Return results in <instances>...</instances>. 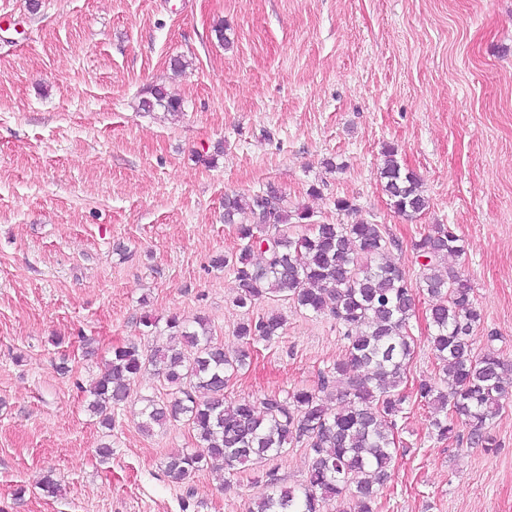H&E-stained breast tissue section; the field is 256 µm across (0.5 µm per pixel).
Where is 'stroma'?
Here are the masks:
<instances>
[{
  "instance_id": "stroma-1",
  "label": "stroma",
  "mask_w": 512,
  "mask_h": 512,
  "mask_svg": "<svg viewBox=\"0 0 512 512\" xmlns=\"http://www.w3.org/2000/svg\"><path fill=\"white\" fill-rule=\"evenodd\" d=\"M155 84L181 112L140 110ZM388 144L423 181L417 221L377 179ZM270 187L312 222L383 225L413 276L415 240L451 225L482 311L474 348L512 365V0H0V512H182L186 496L248 512L266 472L305 483L300 445L227 486L207 467L171 482L166 457L196 441L182 421L142 430L144 399L169 393L153 371L112 428L87 409L113 346L167 345L173 315L208 318L234 351L238 323L284 314L229 401L316 386L343 359L334 319L241 309L233 271L212 265L240 244L225 196ZM428 308L411 321L410 389L439 373ZM405 408L377 512H512V398L493 453L437 441L428 407Z\"/></svg>"
}]
</instances>
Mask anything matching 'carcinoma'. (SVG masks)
<instances>
[{
  "instance_id": "obj_1",
  "label": "carcinoma",
  "mask_w": 512,
  "mask_h": 512,
  "mask_svg": "<svg viewBox=\"0 0 512 512\" xmlns=\"http://www.w3.org/2000/svg\"><path fill=\"white\" fill-rule=\"evenodd\" d=\"M139 108L175 113L182 100L153 85ZM382 155V190L395 213L411 221L429 207L421 179L401 166L394 146H384ZM240 215L249 223H236ZM293 218L302 224L310 214H289L272 187L225 197L224 223L237 224L240 247L214 262L233 269L241 286L235 299L239 308L280 297L302 313L332 317L344 328L345 358L313 388L227 403L224 388L248 366V352L224 351L204 317L190 327L172 316L166 325L182 347L147 353L129 344L112 350L106 372L89 389L88 407L101 424L112 427V409L128 399L131 382L150 366L170 389L171 399L148 401L143 430L181 419L199 444L192 452L167 457L165 472L172 482L182 483L204 466L240 472L256 459L279 456L301 444L310 458L306 484L282 485L269 471L249 512H325L346 496L351 512H374L377 489L392 476L398 418L408 399L401 386L414 353L409 324L417 295L425 293L432 301L430 347L439 361V376L420 380L416 399L431 408L436 439L460 437L462 424L468 427L469 447L496 451L488 427L503 410L512 381L492 347L474 352L482 312L463 270L447 264L448 258L464 253L463 240L444 224L431 225L413 243L416 258L424 262L412 279L402 265L385 260L394 240L382 225L309 223L295 235L288 230ZM270 226L275 233L265 231ZM256 253L259 262L254 261ZM285 324L283 314L271 311L240 322L234 333L249 347L273 341ZM331 388L338 400L334 408L323 398Z\"/></svg>"
}]
</instances>
